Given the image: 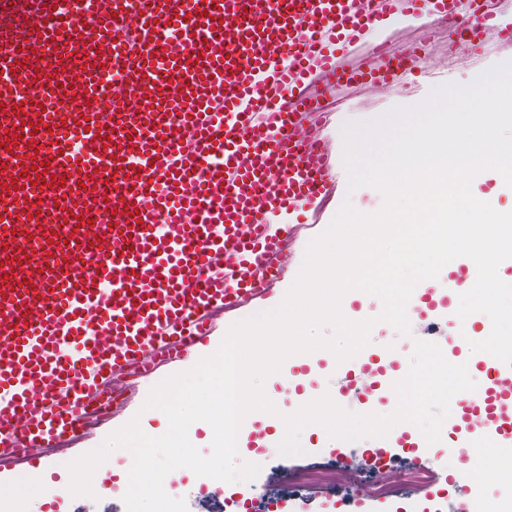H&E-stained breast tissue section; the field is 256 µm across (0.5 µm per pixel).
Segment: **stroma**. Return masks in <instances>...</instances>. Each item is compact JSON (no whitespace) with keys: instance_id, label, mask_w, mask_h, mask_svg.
I'll list each match as a JSON object with an SVG mask.
<instances>
[{"instance_id":"stroma-1","label":"stroma","mask_w":512,"mask_h":512,"mask_svg":"<svg viewBox=\"0 0 512 512\" xmlns=\"http://www.w3.org/2000/svg\"><path fill=\"white\" fill-rule=\"evenodd\" d=\"M413 43L420 46L425 55L423 68L413 70L388 87L354 84L341 88L330 99V117L323 124L320 135L342 154L341 126L348 120L374 119L396 107H412L422 103L435 87L475 80L487 69L512 62V44L497 45L484 54L474 55L459 47L460 40L453 30L444 26L426 24L408 25L401 28L392 40L393 46ZM339 186L334 200L327 206L318 224L326 229L344 200H352L363 212L378 211L383 204L379 191L371 187L349 190L345 167H338ZM308 238L297 239L289 256V268L285 277L265 298L253 301L248 306L228 312L218 318L215 327L205 341L186 353L183 359L160 367L151 377L141 378L135 384L119 380L115 389L123 392L124 400L117 406L111 427H99L78 441L62 448H45L40 454L39 464L30 466L6 464L0 466V484L17 477L36 473L48 475L50 481H60L61 476L54 466L69 462L98 448L111 429L120 428L132 418H139L140 425L148 434L163 431L168 420L159 410H144L143 404L150 390L168 376L193 367L204 356L217 349L227 330L234 323L256 315L258 312L279 304L285 292L294 282L305 257ZM411 333L404 336L390 325L377 324L370 334L371 348L397 347L401 370H408L413 352V340L425 335L427 321L420 315L410 318ZM299 359L289 357L279 373L265 382L267 396L285 414L297 410L301 399H314L329 393L339 396L340 406L355 410L359 387L352 378L337 369L334 355L318 350L305 355L309 366L307 374L296 373ZM303 384L305 396L285 391V382ZM276 431L275 421H261L257 413H250L239 434L244 437L247 450H260L261 470L249 483H228L204 476H193L188 490L182 496L188 512H342L343 506L357 499L358 482L372 480L377 475L373 450L380 442L366 438L355 443L328 438L325 430L317 425L306 427L300 436L304 455L283 457L277 452V442L272 435ZM449 438L428 448H416L412 443L388 449L386 463L389 469L403 471L409 468L429 467L437 480L427 492L387 500L388 512H459L461 499H476L494 504L495 494L503 485L512 484V454L501 453L491 463V476L475 480L465 487H458L452 480L458 468L455 453L450 452ZM337 468L349 473L350 483L340 487L311 486L300 488L293 477L305 469Z\"/></svg>"}]
</instances>
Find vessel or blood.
I'll use <instances>...</instances> for the list:
<instances>
[{"mask_svg": "<svg viewBox=\"0 0 512 512\" xmlns=\"http://www.w3.org/2000/svg\"><path fill=\"white\" fill-rule=\"evenodd\" d=\"M423 16L466 25L474 49L512 43L490 0H0V139L35 145L0 146L1 457L81 438L116 373L152 375L214 312L269 293L298 230L273 216L319 212L337 184L307 86L394 82L423 59L377 35ZM36 77L59 120L24 101ZM456 263L418 285L443 314L477 279ZM462 331L448 326V360ZM478 366L450 403L460 484L512 447V365Z\"/></svg>", "mask_w": 512, "mask_h": 512, "instance_id": "vessel-or-blood-1", "label": "vessel or blood"}]
</instances>
